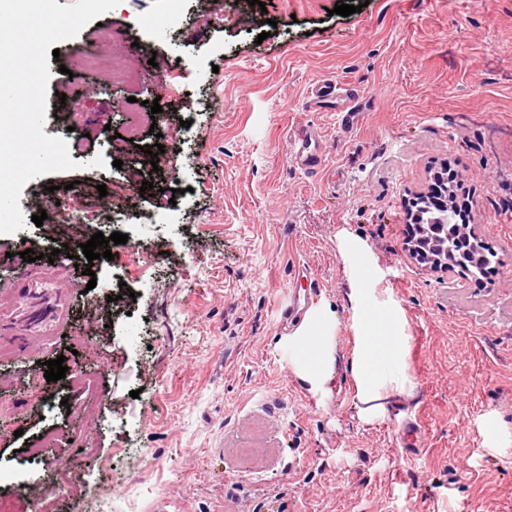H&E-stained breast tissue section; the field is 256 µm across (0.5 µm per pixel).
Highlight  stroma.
<instances>
[{"mask_svg": "<svg viewBox=\"0 0 512 512\" xmlns=\"http://www.w3.org/2000/svg\"><path fill=\"white\" fill-rule=\"evenodd\" d=\"M345 2L356 13L122 0L59 42L43 132L79 167L23 187L14 239L74 302L64 336L0 358V512H36L44 493L57 512H512V447L490 451L479 429L493 413L512 431V0ZM96 34L125 78L84 66ZM324 80L353 89L357 121L310 102ZM298 125L324 135L316 173L288 155ZM444 166L496 254L481 284L405 247L408 201ZM66 185L102 224L32 223ZM116 231L128 241L112 259L76 245ZM344 232L376 255L411 337L415 389L375 425L357 417L347 329L320 399L292 372L280 323L293 295L346 321ZM60 355L65 378L46 381ZM48 462L76 488L52 484Z\"/></svg>", "mask_w": 512, "mask_h": 512, "instance_id": "obj_1", "label": "stroma"}]
</instances>
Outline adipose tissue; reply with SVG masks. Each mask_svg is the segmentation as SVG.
<instances>
[{
  "mask_svg": "<svg viewBox=\"0 0 512 512\" xmlns=\"http://www.w3.org/2000/svg\"><path fill=\"white\" fill-rule=\"evenodd\" d=\"M338 253L348 267V318L352 350L350 374L358 417L367 424L386 418L389 401L411 394L410 336L405 312L389 289L380 287L381 270L368 244L356 235L337 238ZM327 304L311 307L288 336V362L314 396L328 394L340 324Z\"/></svg>",
  "mask_w": 512,
  "mask_h": 512,
  "instance_id": "1",
  "label": "adipose tissue"
}]
</instances>
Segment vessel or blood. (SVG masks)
Returning <instances> with one entry per match:
<instances>
[{"instance_id":"vessel-or-blood-1","label":"vessel or blood","mask_w":512,"mask_h":512,"mask_svg":"<svg viewBox=\"0 0 512 512\" xmlns=\"http://www.w3.org/2000/svg\"><path fill=\"white\" fill-rule=\"evenodd\" d=\"M288 153L304 172H317L323 164L325 145L321 135L311 129L288 134ZM15 280L21 303L0 312V340L14 349L29 348L33 337L58 333L69 320V298L57 274L15 260Z\"/></svg>"}]
</instances>
